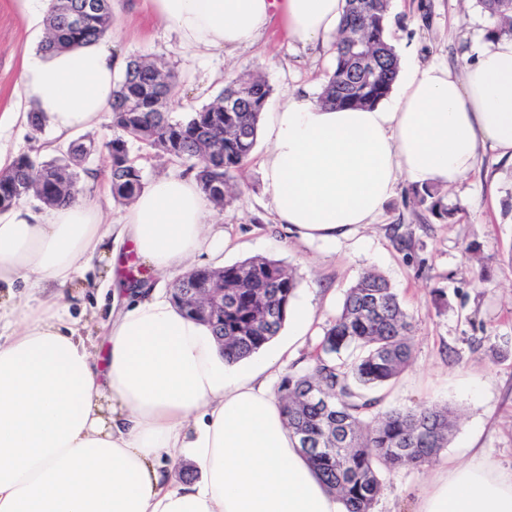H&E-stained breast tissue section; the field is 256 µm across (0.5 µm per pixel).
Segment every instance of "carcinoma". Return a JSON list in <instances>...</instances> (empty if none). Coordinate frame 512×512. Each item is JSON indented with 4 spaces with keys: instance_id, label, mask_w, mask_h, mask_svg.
<instances>
[{
    "instance_id": "obj_1",
    "label": "carcinoma",
    "mask_w": 512,
    "mask_h": 512,
    "mask_svg": "<svg viewBox=\"0 0 512 512\" xmlns=\"http://www.w3.org/2000/svg\"><path fill=\"white\" fill-rule=\"evenodd\" d=\"M86 0H51L46 16L49 36L40 45L46 53L98 42L112 26L110 0H94L83 26L74 30L68 12ZM492 20L486 37L512 35V0H476ZM390 0H347V9L332 44L334 64L318 96L337 109L369 107L388 98L399 73V56L386 39ZM361 20L359 38L376 60L365 78L362 60L349 45L353 19ZM167 98L179 85L165 63L131 59L109 105L116 132L106 144L109 180L117 200L135 198L145 186L142 168L130 153V143L187 165L206 198L217 205L233 199L232 181L248 164L258 125L272 86L247 74L227 82L211 103L176 120L158 112L153 101L158 84ZM237 95L242 104L224 108V98ZM69 160L36 162L17 156L0 175V208L15 205L26 188L70 204L78 194V174L71 161L90 152L82 143L68 146ZM418 205L440 219L451 216L431 186L413 189ZM298 282L281 261L247 258L224 267V318L207 320L216 337H224V359L244 360L260 351L284 327ZM412 318L390 281L375 271L361 274L345 294L336 317L310 355L302 373L290 372L277 387V398L288 428L320 480L335 491L346 512H372L384 488L385 476L402 468L430 463L448 447L458 422L450 406L383 407L371 392L396 379L409 366Z\"/></svg>"
}]
</instances>
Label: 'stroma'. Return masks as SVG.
I'll use <instances>...</instances> for the list:
<instances>
[{"label":"stroma","instance_id":"obj_1","mask_svg":"<svg viewBox=\"0 0 512 512\" xmlns=\"http://www.w3.org/2000/svg\"><path fill=\"white\" fill-rule=\"evenodd\" d=\"M113 55L130 60L163 58L180 86L167 110L182 119L212 102L228 78L262 73L273 88L267 111L291 90L319 93L333 65L330 46L313 49L289 41L279 24L253 47L199 55L184 49L148 0H111ZM487 17L474 0H393L387 38L395 50L411 49L421 63L461 68L485 37ZM44 26L34 23L21 0H0V113L30 112L21 97L25 58L37 53ZM114 131L109 118L80 132L94 152L79 169L81 200L100 205L103 221L121 223L128 202L113 199L105 143ZM7 158L28 154L44 161L61 148L49 127L33 130L20 121L0 136ZM257 142L236 181L230 204L214 208L211 223L224 231V249L191 260L194 268H219L252 258L280 260L299 285L294 307L310 321H287L273 346H285L287 371H304L324 327L339 312L345 292L361 272L374 269L389 279L412 317V359L400 377L382 389L384 406L416 408L448 404L460 415L448 448L429 465L387 476L374 512H416L419 496L449 463L482 455L495 468L512 470V163L482 153L473 173L454 188H439L453 208L441 221L416 205L410 182L399 181L373 223L353 226L333 242L300 237L279 224L264 190ZM111 254H99L62 291L73 319L98 344L112 310Z\"/></svg>","mask_w":512,"mask_h":512}]
</instances>
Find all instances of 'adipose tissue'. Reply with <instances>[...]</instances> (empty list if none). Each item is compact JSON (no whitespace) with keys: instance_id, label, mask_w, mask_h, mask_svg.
<instances>
[{"instance_id":"ef3b65f1","label":"adipose tissue","mask_w":512,"mask_h":512,"mask_svg":"<svg viewBox=\"0 0 512 512\" xmlns=\"http://www.w3.org/2000/svg\"><path fill=\"white\" fill-rule=\"evenodd\" d=\"M183 44L239 50L280 18L291 40L336 33L346 0H150ZM122 60L105 45L25 61L24 95L67 139L99 121ZM402 90L371 108L332 109L292 92L262 127L266 190L279 223L325 242L373 223L399 180L452 187L482 149L512 159V38L478 43L462 68L405 55ZM196 181L162 177L110 229L75 202L0 214V285L38 294L17 311L0 299V512H345L302 455L270 381L280 356L225 361L210 328L160 288L112 281L108 367L54 295L113 240L158 277L222 249L205 226ZM192 460L176 485L168 464ZM417 512H512V472L449 465Z\"/></svg>"}]
</instances>
